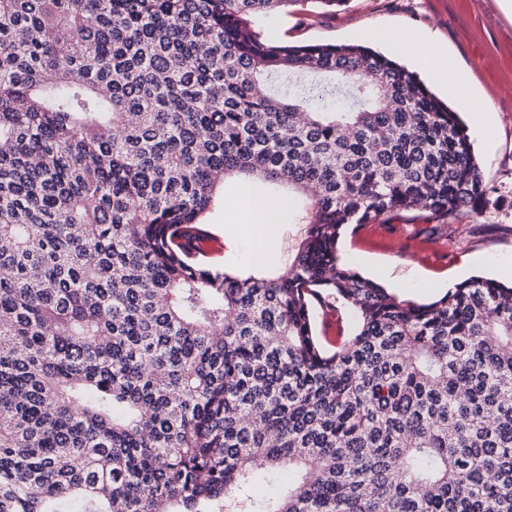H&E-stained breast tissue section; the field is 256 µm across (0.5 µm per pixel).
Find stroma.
Returning <instances> with one entry per match:
<instances>
[{
  "mask_svg": "<svg viewBox=\"0 0 512 512\" xmlns=\"http://www.w3.org/2000/svg\"><path fill=\"white\" fill-rule=\"evenodd\" d=\"M262 33L291 43H356L368 26L415 29L448 51L449 70L472 75L479 84L480 107L489 122L471 123L461 100L453 106L468 123L467 132L480 163L487 193L474 212L448 225L440 254L416 252L409 242L425 218L395 217L382 235L354 229L338 245L342 260L398 296L428 303L473 276L512 281V11L500 0H350L330 13L313 4L290 12L260 15ZM246 206L235 179H227L223 204L211 214V231L222 245L214 266L241 274L275 275L289 265L304 233L303 225L284 221L275 242H260L239 226Z\"/></svg>",
  "mask_w": 512,
  "mask_h": 512,
  "instance_id": "1",
  "label": "stroma"
}]
</instances>
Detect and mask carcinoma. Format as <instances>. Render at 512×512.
I'll return each mask as SVG.
<instances>
[{
  "instance_id": "1",
  "label": "carcinoma",
  "mask_w": 512,
  "mask_h": 512,
  "mask_svg": "<svg viewBox=\"0 0 512 512\" xmlns=\"http://www.w3.org/2000/svg\"><path fill=\"white\" fill-rule=\"evenodd\" d=\"M299 2L0 0V512H512V286L420 304L337 251L483 198L466 125L253 28ZM232 175L303 200L274 277L169 241ZM313 294L355 321L329 349Z\"/></svg>"
}]
</instances>
